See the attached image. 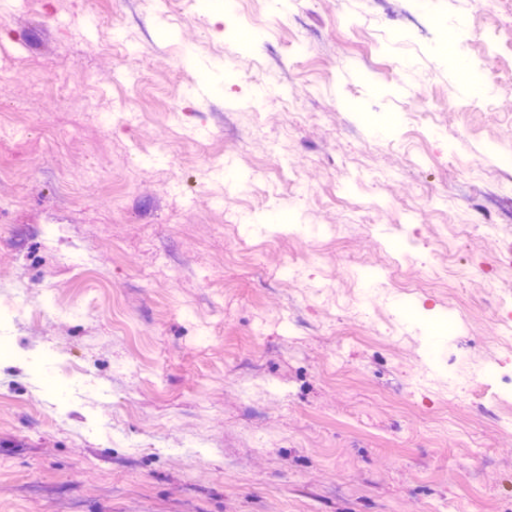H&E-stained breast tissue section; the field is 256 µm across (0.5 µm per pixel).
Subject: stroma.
Returning a JSON list of instances; mask_svg holds the SVG:
<instances>
[{"instance_id":"1","label":"stroma","mask_w":512,"mask_h":512,"mask_svg":"<svg viewBox=\"0 0 512 512\" xmlns=\"http://www.w3.org/2000/svg\"><path fill=\"white\" fill-rule=\"evenodd\" d=\"M112 2L0 0V512H512V0ZM480 377L484 380L490 381L491 387L493 386L495 392L492 394V399L488 405V410L491 411V408H499V403L503 402V398L499 395L500 392H504L506 390H511L512 393V376L510 378L501 376L497 374L496 368L494 366H490L484 369Z\"/></svg>"}]
</instances>
